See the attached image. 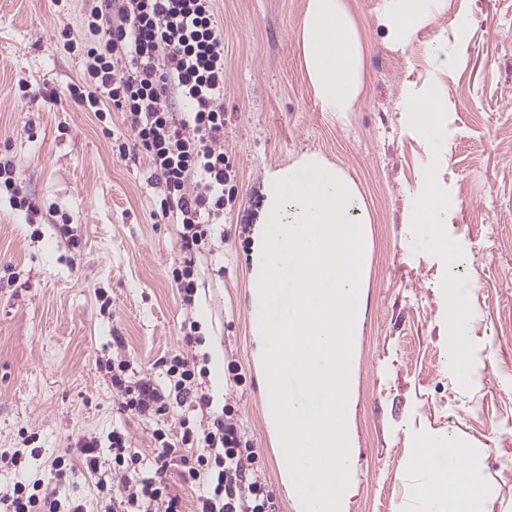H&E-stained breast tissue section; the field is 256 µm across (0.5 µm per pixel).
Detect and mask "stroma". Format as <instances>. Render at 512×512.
<instances>
[{
  "label": "stroma",
  "mask_w": 512,
  "mask_h": 512,
  "mask_svg": "<svg viewBox=\"0 0 512 512\" xmlns=\"http://www.w3.org/2000/svg\"><path fill=\"white\" fill-rule=\"evenodd\" d=\"M347 2L364 40L366 81L356 111L339 118L321 111L302 70L305 0H215L237 198L224 209L223 239L197 264L188 305L168 276L179 226L158 217L160 190L145 159L112 151L120 115L101 123L67 96L82 60L60 34H80L86 0H0V151L39 205L33 214L0 200V456H28L22 469L0 468V488L48 482L50 461L85 436L104 444L122 428L150 461L155 429L179 434L185 417L206 424L185 405L161 422L119 413L98 365L117 353L136 377L166 384L162 361L196 321L203 390L213 409L233 406L277 512H294L252 359L250 246L267 176L315 152L355 184L372 219L348 417L349 512H424L410 462L432 439L471 454L489 491L486 512H512V472L498 466L512 457V0H443L434 24L402 52L378 22L381 0ZM440 34L455 45L444 69L427 51ZM433 86L446 110L443 135L429 144L401 104ZM431 169L448 199L456 264L410 221ZM65 213L74 218L68 229ZM451 288L471 310L467 379L448 351ZM232 361L241 367L236 386L225 377Z\"/></svg>",
  "instance_id": "stroma-1"
}]
</instances>
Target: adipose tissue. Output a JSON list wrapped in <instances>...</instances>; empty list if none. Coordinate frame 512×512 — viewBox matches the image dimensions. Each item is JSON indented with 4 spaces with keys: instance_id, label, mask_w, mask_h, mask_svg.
I'll return each mask as SVG.
<instances>
[{
    "instance_id": "adipose-tissue-1",
    "label": "adipose tissue",
    "mask_w": 512,
    "mask_h": 512,
    "mask_svg": "<svg viewBox=\"0 0 512 512\" xmlns=\"http://www.w3.org/2000/svg\"><path fill=\"white\" fill-rule=\"evenodd\" d=\"M440 9L441 0H383L379 20L392 45L404 48L418 29L434 21ZM297 48L321 110L337 115L355 111L364 90L365 48L347 0H306ZM402 110L424 141L438 139L442 100L437 89L407 97ZM427 180L410 221L429 225V244L449 254L453 248L444 231L448 202L437 191L436 172H428ZM441 449V442H429L411 462L413 468L423 472L419 496L427 512H483L487 491L476 481L467 452H459L456 466L440 470L434 466V457Z\"/></svg>"
}]
</instances>
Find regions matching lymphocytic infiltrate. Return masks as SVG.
Returning <instances> with one entry per match:
<instances>
[{
  "label": "lymphocytic infiltrate",
  "instance_id": "obj_1",
  "mask_svg": "<svg viewBox=\"0 0 512 512\" xmlns=\"http://www.w3.org/2000/svg\"><path fill=\"white\" fill-rule=\"evenodd\" d=\"M83 81L68 87L70 97L106 121L121 114L129 142L147 160L160 186L163 215L181 226V257L168 270L185 303L198 291L197 258L212 246L213 226L236 197L237 172L224 151L230 117L224 110V29L213 0H92L83 19ZM203 338L197 324L183 336L184 349L166 359L168 388L146 378L132 379L125 360L106 361L120 412L166 417L172 404L208 407L203 372L193 345ZM224 405L207 427L189 419L179 438L153 433L158 445L152 467L132 450L127 433L108 437L110 465H103L96 438L78 441L50 464L52 485L15 482L0 493V512H84L82 504L63 509L56 491L77 468L94 476L101 512H184L168 479L169 459L179 454L182 483L205 486L198 512H276L258 474L255 451L244 447Z\"/></svg>",
  "mask_w": 512,
  "mask_h": 512
}]
</instances>
